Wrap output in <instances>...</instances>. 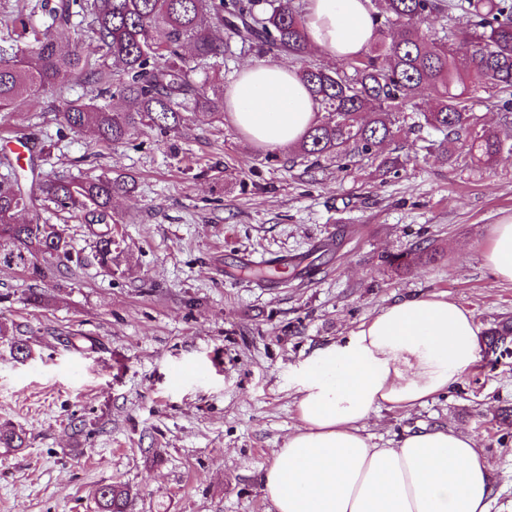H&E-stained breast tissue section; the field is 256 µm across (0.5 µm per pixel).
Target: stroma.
Masks as SVG:
<instances>
[{
    "label": "stroma",
    "instance_id": "stroma-1",
    "mask_svg": "<svg viewBox=\"0 0 512 512\" xmlns=\"http://www.w3.org/2000/svg\"><path fill=\"white\" fill-rule=\"evenodd\" d=\"M53 4L0 0V56L20 48L17 17L44 28ZM258 56L230 43L193 78L225 93ZM96 94L75 82L0 112V153L22 140L50 146L42 175L135 178L112 201L108 269L75 214L38 200L18 216L60 225L82 263L38 281L0 267V423L27 434L25 448H0V512H97V489L114 482L131 487V512H273L260 474L297 423L289 381L316 348L411 295H448L482 331L512 317V283L496 281L482 255L492 224L512 214V154L452 162L423 150L441 138L427 127L385 147L382 157L407 160L396 173L361 154L310 165L190 110L173 136L144 128L108 145L55 119ZM246 253L276 272L243 278ZM398 254L405 269L388 263ZM33 284L44 306L27 305ZM17 336L27 359L11 350ZM503 406L512 350L483 347L461 385L407 412L379 411L366 432L381 447L436 426L475 437L491 512H512V434L490 424Z\"/></svg>",
    "mask_w": 512,
    "mask_h": 512
}]
</instances>
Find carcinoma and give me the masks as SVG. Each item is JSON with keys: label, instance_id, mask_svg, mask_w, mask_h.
I'll return each mask as SVG.
<instances>
[{"label": "carcinoma", "instance_id": "cac0c4a2", "mask_svg": "<svg viewBox=\"0 0 512 512\" xmlns=\"http://www.w3.org/2000/svg\"><path fill=\"white\" fill-rule=\"evenodd\" d=\"M372 18L379 32L390 24L400 31L391 41H376L361 58L345 60L331 70L304 59L310 55L303 8L296 0H59L49 11L43 32L20 22L17 39L33 47L0 57V112L14 111L30 97L62 88L73 81L100 87L103 101H75L58 113L74 132L90 131L119 143L132 132L151 128L163 134L178 130L181 110L189 103L220 116L224 98H211L205 85L195 84L193 67L182 54L193 47V59L206 61L224 54L220 27L242 47L273 57L287 55L302 63L300 79L320 111L317 121L298 144L304 159L352 153L378 154L385 144L430 126L448 146L478 161H489L512 145L488 129L469 106L468 91L484 85L496 99L502 119L512 124V0H375ZM459 12L467 25L448 27L440 40L423 39L416 22L436 14ZM88 18L90 49L62 50L72 19ZM434 96L427 112L418 97ZM133 189V179L119 174L75 182L64 177L37 182L39 196L83 215L94 233V258L112 267V198ZM28 195L18 178L0 181V266L32 268L44 279L54 267L35 260L71 259V244L56 224H20ZM490 349L512 344V318L497 321L484 332ZM1 448L26 447V434L0 425ZM99 512H127L130 489L121 483L99 488Z\"/></svg>", "mask_w": 512, "mask_h": 512}]
</instances>
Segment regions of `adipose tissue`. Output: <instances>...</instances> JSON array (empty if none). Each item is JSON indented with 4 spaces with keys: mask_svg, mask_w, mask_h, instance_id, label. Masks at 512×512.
I'll list each match as a JSON object with an SVG mask.
<instances>
[{
    "mask_svg": "<svg viewBox=\"0 0 512 512\" xmlns=\"http://www.w3.org/2000/svg\"><path fill=\"white\" fill-rule=\"evenodd\" d=\"M370 0H306L310 48L355 59L377 39ZM225 109L252 145L286 148L317 119L295 68L257 59L229 87ZM512 282V215L483 252ZM470 312L441 294L394 301L344 341L316 349L292 390L298 425L261 475L274 512H490V469L477 440L450 427L372 445L376 410H408L459 385L477 360Z\"/></svg>",
    "mask_w": 512,
    "mask_h": 512,
    "instance_id": "obj_1",
    "label": "adipose tissue"
}]
</instances>
